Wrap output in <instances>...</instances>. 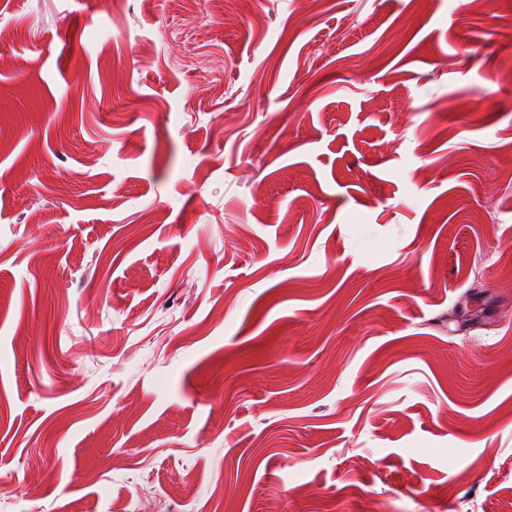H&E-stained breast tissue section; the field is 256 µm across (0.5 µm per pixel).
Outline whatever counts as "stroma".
I'll return each mask as SVG.
<instances>
[{
    "mask_svg": "<svg viewBox=\"0 0 512 512\" xmlns=\"http://www.w3.org/2000/svg\"><path fill=\"white\" fill-rule=\"evenodd\" d=\"M0 30V512H512V0Z\"/></svg>",
    "mask_w": 512,
    "mask_h": 512,
    "instance_id": "obj_1",
    "label": "stroma"
}]
</instances>
